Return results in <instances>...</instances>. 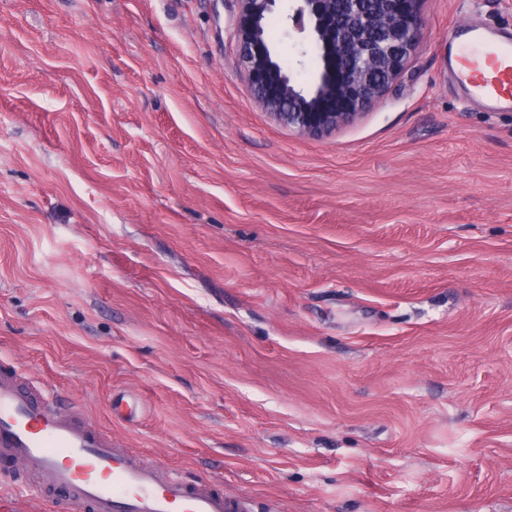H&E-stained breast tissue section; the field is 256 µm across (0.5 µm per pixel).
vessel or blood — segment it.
Listing matches in <instances>:
<instances>
[{"label": "vessel or blood", "mask_w": 512, "mask_h": 512, "mask_svg": "<svg viewBox=\"0 0 512 512\" xmlns=\"http://www.w3.org/2000/svg\"><path fill=\"white\" fill-rule=\"evenodd\" d=\"M465 53L482 49L492 73L462 74L490 109L512 102V38L486 40L464 25ZM23 371L0 369V460L21 463L57 512H242L209 483L189 484L146 463L57 400L23 389Z\"/></svg>", "instance_id": "b4317fda"}]
</instances>
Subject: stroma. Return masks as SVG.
Segmentation results:
<instances>
[{"label":"stroma","mask_w":512,"mask_h":512,"mask_svg":"<svg viewBox=\"0 0 512 512\" xmlns=\"http://www.w3.org/2000/svg\"><path fill=\"white\" fill-rule=\"evenodd\" d=\"M419 8L309 139L235 0H0V363L251 512H512V110L448 65L512 0Z\"/></svg>","instance_id":"obj_1"}]
</instances>
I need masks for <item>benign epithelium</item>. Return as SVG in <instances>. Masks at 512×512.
Returning a JSON list of instances; mask_svg holds the SVG:
<instances>
[{
	"instance_id": "1",
	"label": "benign epithelium",
	"mask_w": 512,
	"mask_h": 512,
	"mask_svg": "<svg viewBox=\"0 0 512 512\" xmlns=\"http://www.w3.org/2000/svg\"><path fill=\"white\" fill-rule=\"evenodd\" d=\"M237 75L278 124L320 138L356 122L404 74L424 36L419 0H236ZM281 18L299 35L300 59L285 68L263 32ZM320 56L301 79L303 57Z\"/></svg>"
}]
</instances>
